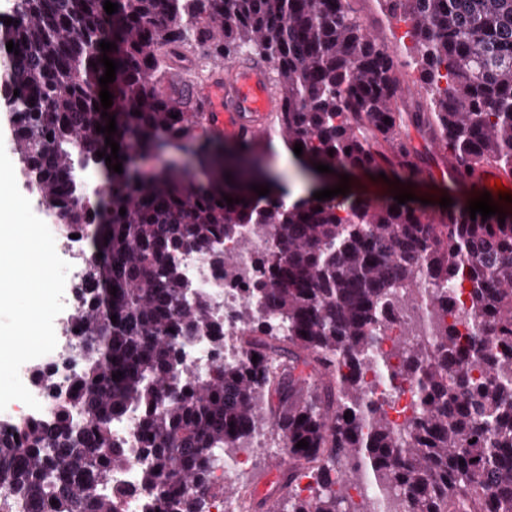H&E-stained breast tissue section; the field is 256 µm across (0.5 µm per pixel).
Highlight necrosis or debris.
Instances as JSON below:
<instances>
[{
	"label": "necrosis or debris",
	"instance_id": "obj_1",
	"mask_svg": "<svg viewBox=\"0 0 512 512\" xmlns=\"http://www.w3.org/2000/svg\"><path fill=\"white\" fill-rule=\"evenodd\" d=\"M49 229L55 240L57 252L66 255L70 269L67 277L70 281L80 282L84 268L91 261L92 255L83 247L86 232L82 226L69 227L50 222ZM224 249L237 258L234 277H222L214 269L211 261L201 253L182 251L177 255V261L191 287L205 294L213 307L218 320L224 323V344L215 348L209 337L198 336L182 345L180 349V364L175 381H182L185 375H200L206 373L213 365L222 360L233 358L239 353V329L233 319L234 313L248 299V285L255 277V261L268 255L273 249V241L267 234H246L243 240L230 239L225 241ZM432 341V332L424 303H416L399 310L391 329L383 336L380 348L389 350L392 345L407 346L410 344H428ZM81 340L69 324H62L57 335L55 349L44 355L40 367L48 378L54 379L56 389H49L33 383L29 368H21L20 378L26 388L39 402V409L22 407L13 415H0V424L6 422L18 423L32 416H50L57 404V389L66 388L69 376L79 368V351ZM138 422L137 412H128L122 419L113 422L112 434L122 440L128 450V462L112 474L113 485L125 489L121 512H149L157 497L155 486L143 481V473L152 468L151 457L140 450L136 436ZM266 442L262 436H254L250 445L238 454L228 457L216 454L212 483L221 489L224 485L242 482L247 474V464L253 454L265 448Z\"/></svg>",
	"mask_w": 512,
	"mask_h": 512
}]
</instances>
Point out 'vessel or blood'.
<instances>
[{
  "instance_id": "vessel-or-blood-1",
  "label": "vessel or blood",
  "mask_w": 512,
  "mask_h": 512,
  "mask_svg": "<svg viewBox=\"0 0 512 512\" xmlns=\"http://www.w3.org/2000/svg\"><path fill=\"white\" fill-rule=\"evenodd\" d=\"M282 107L269 84L266 66L252 64L233 69L232 80L211 75L191 91V109L202 118L201 126L216 138L258 143L268 137L269 115Z\"/></svg>"
}]
</instances>
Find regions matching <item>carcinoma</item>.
I'll use <instances>...</instances> for the list:
<instances>
[{
    "instance_id": "carcinoma-1",
    "label": "carcinoma",
    "mask_w": 512,
    "mask_h": 512,
    "mask_svg": "<svg viewBox=\"0 0 512 512\" xmlns=\"http://www.w3.org/2000/svg\"><path fill=\"white\" fill-rule=\"evenodd\" d=\"M104 2L17 0L12 23L0 22V57L19 91L5 104L14 151L43 209L84 226L103 257L76 287L82 364L56 410L0 425V512H120L112 472L128 456L112 422L131 409L163 512H202L216 494L215 452L232 453L268 424L288 465L264 498L245 494L246 512H349L335 486L361 475L400 495L402 512H512V212L502 224L496 214L472 220L465 207L273 202L251 190L256 169L223 162L213 141L200 140L188 93L163 98L154 88L189 47L212 60L245 49L282 92L288 149L302 144L313 164L412 173V128L448 153L458 185L460 171L487 166L511 177L512 0H386L434 89L412 112L397 107L395 57L350 0H111V15ZM103 40L116 49L101 51ZM105 55L119 62L108 109L99 98ZM110 116L121 174L96 155V126ZM77 144L105 171L104 210L73 192ZM167 147L190 150L207 181L131 168V154ZM226 195L241 203L227 205ZM261 224L275 252L257 261L251 303L236 315L241 357L171 387L183 342L224 337L175 254L194 250L226 271L224 238ZM424 276L440 285L427 303L434 344L413 346L398 369L395 348L371 360L395 311L419 300ZM461 324L470 326L464 342ZM372 366L388 383L418 388L401 430L390 403L365 391ZM301 440L308 448H296Z\"/></svg>"
}]
</instances>
